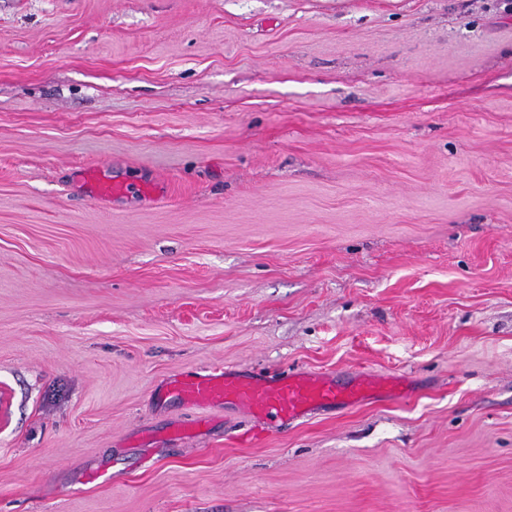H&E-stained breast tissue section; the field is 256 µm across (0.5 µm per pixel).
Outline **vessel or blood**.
Instances as JSON below:
<instances>
[{"label": "vessel or blood", "instance_id": "obj_1", "mask_svg": "<svg viewBox=\"0 0 512 512\" xmlns=\"http://www.w3.org/2000/svg\"><path fill=\"white\" fill-rule=\"evenodd\" d=\"M85 182L91 193L102 200L128 193L123 183L93 171L86 173ZM410 394L407 381L398 375H364L350 384L340 385L331 373L323 371L289 372L268 379L221 370L177 378L165 388L166 397L177 398L185 405L198 408L199 413L191 425L195 432L210 427L208 411L214 407L237 408L262 421L288 422L328 405L356 406L394 401Z\"/></svg>", "mask_w": 512, "mask_h": 512}]
</instances>
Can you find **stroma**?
<instances>
[{
    "mask_svg": "<svg viewBox=\"0 0 512 512\" xmlns=\"http://www.w3.org/2000/svg\"><path fill=\"white\" fill-rule=\"evenodd\" d=\"M0 512H512V0H0ZM85 182L93 193L101 200L111 199L112 196H124L129 193L128 187L121 182H112V179L104 178L95 171L85 173ZM410 395L402 376L364 375L340 385L332 373L323 371L288 372L267 379L221 370L176 378L165 388L166 398L176 397L185 405L199 409L233 407L267 422L297 420L333 404L356 406Z\"/></svg>",
    "mask_w": 512,
    "mask_h": 512,
    "instance_id": "stroma-1",
    "label": "stroma"
}]
</instances>
